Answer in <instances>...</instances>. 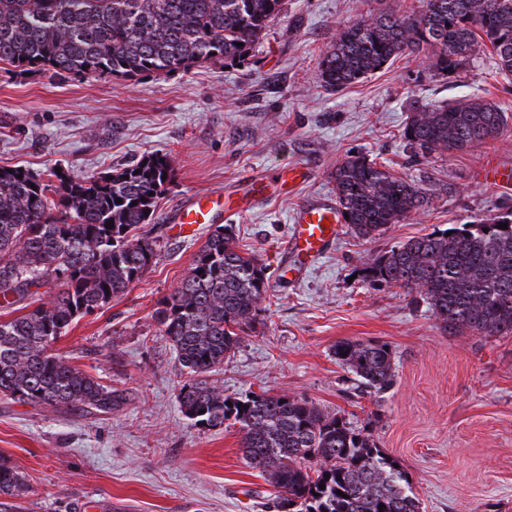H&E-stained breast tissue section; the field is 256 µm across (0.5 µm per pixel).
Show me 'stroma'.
Listing matches in <instances>:
<instances>
[{"label":"stroma","mask_w":512,"mask_h":512,"mask_svg":"<svg viewBox=\"0 0 512 512\" xmlns=\"http://www.w3.org/2000/svg\"><path fill=\"white\" fill-rule=\"evenodd\" d=\"M422 0H288L242 66L204 64L134 79L17 76L0 64V166L90 176L150 152L176 156L174 181L143 232L157 257L140 281L79 319L56 344L73 365L122 392L109 414L84 416L0 396V458L25 477V512H269V485L250 468L241 433L192 426L180 412L172 347L154 311L212 231L170 216L200 193L237 210L221 217L241 251L268 266L269 297L215 374L226 396L267 390L311 401L370 435L407 474L422 512H512V335L444 328L422 299L356 276L397 242L512 208V189L485 183L487 163L512 167V123L451 157L413 156L401 137L417 102L477 95L512 115V79L478 47L460 74L403 58L331 91L318 63L337 29ZM350 152L417 183L423 213L371 240L343 230L294 271L282 247L301 203L334 198L331 173ZM307 168L294 194L251 200L247 177ZM376 340L395 353L393 386L365 388L336 343Z\"/></svg>","instance_id":"1"}]
</instances>
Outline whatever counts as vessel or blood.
<instances>
[{
	"mask_svg": "<svg viewBox=\"0 0 512 512\" xmlns=\"http://www.w3.org/2000/svg\"><path fill=\"white\" fill-rule=\"evenodd\" d=\"M308 178L305 168L282 166L273 173L256 177L251 183L254 194L265 195L270 184L296 186ZM224 210V203L206 196L193 197L178 209L173 220L178 224H208ZM343 216L336 204L327 201L303 203L294 213V227L286 241V248L300 260L306 261L323 255L341 231Z\"/></svg>",
	"mask_w": 512,
	"mask_h": 512,
	"instance_id": "vessel-or-blood-1",
	"label": "vessel or blood"
}]
</instances>
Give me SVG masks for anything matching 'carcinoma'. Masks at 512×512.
I'll list each match as a JSON object with an SVG mask.
<instances>
[{
	"label": "carcinoma",
	"instance_id": "cac0c4a2",
	"mask_svg": "<svg viewBox=\"0 0 512 512\" xmlns=\"http://www.w3.org/2000/svg\"><path fill=\"white\" fill-rule=\"evenodd\" d=\"M284 8L285 0H0V63L18 74L128 79L228 64L248 56ZM481 41L497 71L511 77L512 0H425L418 13L380 11L337 30L319 77L323 87L342 89L400 56H422L437 73L454 75L469 67ZM508 118L479 97L422 103L403 138L417 154L452 156L498 137ZM174 172L168 153L88 177L0 166V301L9 307L34 287L61 286L48 302L0 320L1 396L89 414L120 403L53 345L154 262L155 243L138 230L152 221ZM332 179L344 223L364 240L427 203L416 183L361 154L346 155ZM359 273L373 287L416 293L445 328L512 335V212L412 237L369 255ZM269 289L266 267L236 249L228 227L216 226L155 311L183 377L180 411L203 429L238 426L247 463L274 488L275 512H420L396 460L343 417L289 394L231 398L210 379L252 329ZM335 355L366 387L393 386L390 345L344 341ZM26 490L25 477L0 459V512H18L15 499Z\"/></svg>",
	"mask_w": 512,
	"mask_h": 512
}]
</instances>
